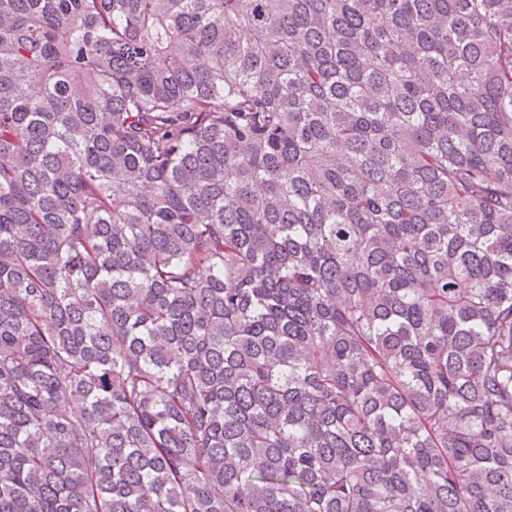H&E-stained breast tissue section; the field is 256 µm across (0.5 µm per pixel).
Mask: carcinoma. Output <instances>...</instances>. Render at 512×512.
I'll return each instance as SVG.
<instances>
[{"mask_svg": "<svg viewBox=\"0 0 512 512\" xmlns=\"http://www.w3.org/2000/svg\"><path fill=\"white\" fill-rule=\"evenodd\" d=\"M0 512H512V0H0Z\"/></svg>", "mask_w": 512, "mask_h": 512, "instance_id": "1", "label": "carcinoma"}]
</instances>
